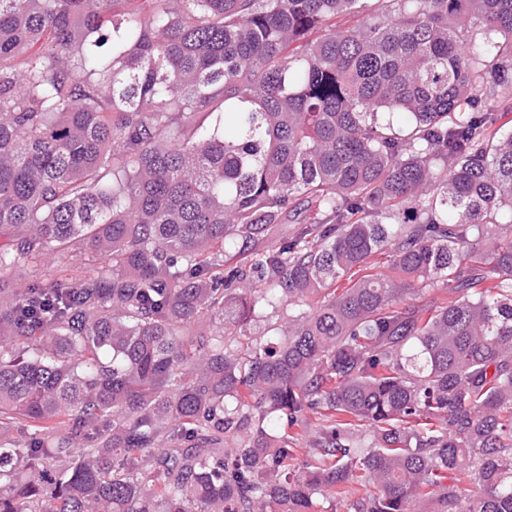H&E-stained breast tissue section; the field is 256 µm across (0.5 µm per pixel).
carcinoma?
Returning a JSON list of instances; mask_svg holds the SVG:
<instances>
[{
    "label": "carcinoma",
    "instance_id": "cac0c4a2",
    "mask_svg": "<svg viewBox=\"0 0 512 512\" xmlns=\"http://www.w3.org/2000/svg\"><path fill=\"white\" fill-rule=\"evenodd\" d=\"M511 96L512 0H0V512H512ZM485 111L491 113L495 127L502 130L512 129V99L503 101L491 99L485 104ZM391 258L388 253L376 254L373 256L366 265L360 268V271L356 269V274L352 277V281L354 282L358 278H361L365 275L369 274H391ZM352 281L345 279L340 280L336 283V288H339L338 291H341L342 288H347L352 284ZM447 290L448 288H444V285L439 283L435 288L408 294L405 302L415 304L419 309L428 311L440 305L442 300L448 297ZM326 421H323V417L319 413H309L307 414V421L303 425L288 427L285 426L286 433L292 435L293 438V446L294 448H298L297 458L298 462L306 459V455L309 448V441L314 435L315 431L321 428L323 425H326Z\"/></svg>",
    "mask_w": 512,
    "mask_h": 512
}]
</instances>
